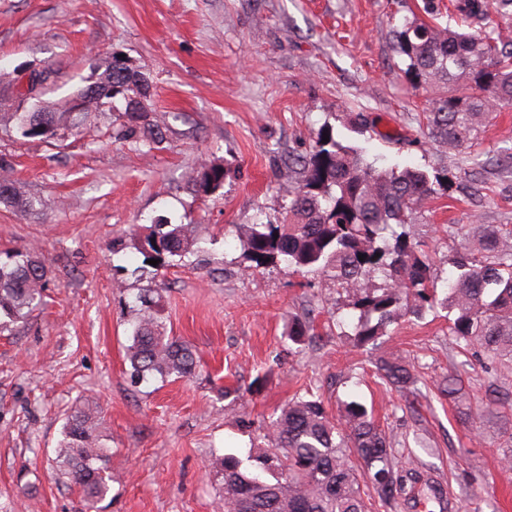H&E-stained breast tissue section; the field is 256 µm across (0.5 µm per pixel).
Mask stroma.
Instances as JSON below:
<instances>
[{"label": "stroma", "instance_id": "obj_1", "mask_svg": "<svg viewBox=\"0 0 512 512\" xmlns=\"http://www.w3.org/2000/svg\"><path fill=\"white\" fill-rule=\"evenodd\" d=\"M417 2L0 0V110H23L17 84L30 71L54 70L45 98L60 101L121 53L150 76V113L166 130L160 148L135 152L107 139L108 112L61 141L0 125V165L42 203L36 216L0 204V249L37 247L49 276L45 305L0 332V512H81L55 454L78 404L96 407L111 450L102 512H223L209 462L261 452L274 410L308 389L333 414L351 401L372 407L404 459L447 488L453 512H512V467L497 462L512 439L485 373L467 369L469 420L442 391L462 360L447 309L391 326L370 352L347 337L346 299L318 307L332 283L282 265L238 273L239 226L276 218L292 177L273 149H299L360 113L372 122L356 140L368 159L448 174V196L425 201L414 226L439 278L449 225H512V176L491 177L493 193L472 206L469 148L423 134L422 108L442 90L413 88L389 36L392 14ZM227 160L235 172L223 188L195 197L187 173ZM160 215L195 225L205 249L200 265L168 270L160 290L168 330L199 364L188 378L134 385L125 346L142 257L112 243ZM308 311L333 333L294 344L286 329ZM401 356L419 375L415 391L375 374L376 359Z\"/></svg>", "mask_w": 512, "mask_h": 512}]
</instances>
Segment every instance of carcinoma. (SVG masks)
I'll list each match as a JSON object with an SVG mask.
<instances>
[{
	"label": "carcinoma",
	"mask_w": 512,
	"mask_h": 512,
	"mask_svg": "<svg viewBox=\"0 0 512 512\" xmlns=\"http://www.w3.org/2000/svg\"><path fill=\"white\" fill-rule=\"evenodd\" d=\"M426 21L416 13L392 17L393 51L403 73L415 86L442 82L446 95L423 112L428 138L450 147L473 146V164L497 166V155L480 147V131L494 104H512V40L504 39L486 20L487 0H457L443 13L440 0H423ZM110 137L132 148H158L165 131L146 112L126 110L125 96H149L150 77L134 68L112 75ZM89 117L87 112H12L0 123L12 125L26 139H55ZM329 141L323 142V134ZM280 162L297 174L285 190L286 212L280 222L246 226L239 237L240 271L252 272L285 263L302 277L325 280L343 289L357 312L351 342L376 349L392 325L422 317L440 303L453 317L448 336L489 370V388L512 377V226L448 225V239L468 240L448 250L451 268L440 284L413 231L421 204L448 192V176L419 168L380 167L362 150L323 125L314 144L292 150ZM230 164H210L191 171L187 185L197 196L224 187ZM0 203L29 215L41 202L20 191L0 192ZM133 242L152 266L153 285L139 289L133 306L128 345L130 380L183 378L196 371L192 346L171 336L161 320L153 293L163 270L198 257L193 224H173L164 217L146 231L132 228L115 242L113 252ZM364 260H359V256ZM48 272L36 251L0 252V326L28 317L41 303ZM380 280L370 287L359 281ZM443 298H438V295ZM319 335L311 320L288 326L295 343ZM377 372L385 382L404 389L414 383L404 359H380ZM267 448L248 455L217 457L210 468L224 478V512H395L411 498V484L422 482L418 470L396 468L392 438L357 402L345 403L338 417L329 416L321 399L307 391L288 402L264 427ZM110 455L99 431L96 411L75 406L66 414L57 447L60 474L79 490L81 512H100L112 486Z\"/></svg>",
	"instance_id": "cac0c4a2"
}]
</instances>
